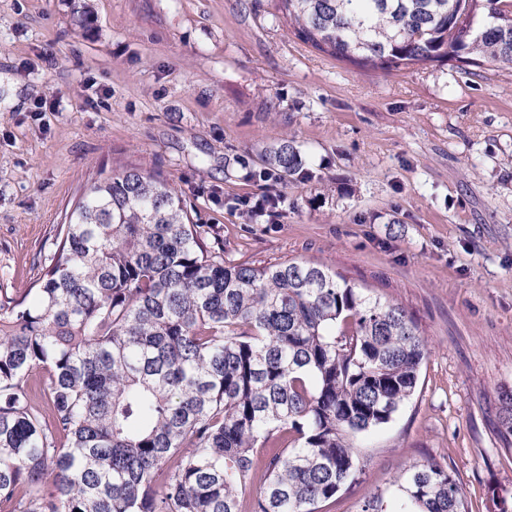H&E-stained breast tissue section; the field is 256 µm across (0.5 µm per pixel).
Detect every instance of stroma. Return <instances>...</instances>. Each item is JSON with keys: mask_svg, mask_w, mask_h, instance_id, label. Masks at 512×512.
Masks as SVG:
<instances>
[{"mask_svg": "<svg viewBox=\"0 0 512 512\" xmlns=\"http://www.w3.org/2000/svg\"><path fill=\"white\" fill-rule=\"evenodd\" d=\"M295 140L311 174L271 185ZM160 173L225 260L329 267L400 304L429 353L393 420L358 437L359 482L322 512L393 502L434 460L469 512L512 500V71L364 68L298 39L279 0H0V288L42 275L98 170ZM279 223L238 202L266 189Z\"/></svg>", "mask_w": 512, "mask_h": 512, "instance_id": "1", "label": "stroma"}]
</instances>
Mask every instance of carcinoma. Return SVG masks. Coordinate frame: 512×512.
Wrapping results in <instances>:
<instances>
[{
	"label": "carcinoma",
	"mask_w": 512,
	"mask_h": 512,
	"mask_svg": "<svg viewBox=\"0 0 512 512\" xmlns=\"http://www.w3.org/2000/svg\"><path fill=\"white\" fill-rule=\"evenodd\" d=\"M281 2L302 41L363 67L512 68V0ZM264 163L310 176L290 139ZM427 355L401 306L323 265L226 261L160 174H106L65 213L38 287L0 294V508L320 512ZM397 492L362 512H467L437 462Z\"/></svg>",
	"instance_id": "1"
}]
</instances>
